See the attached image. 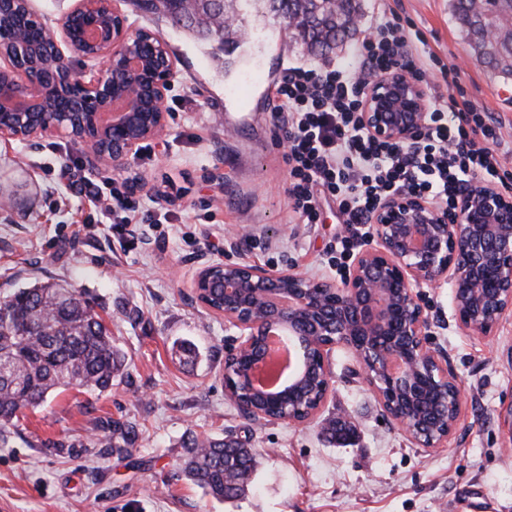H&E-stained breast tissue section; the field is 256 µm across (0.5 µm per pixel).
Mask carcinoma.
Wrapping results in <instances>:
<instances>
[{"instance_id":"carcinoma-1","label":"carcinoma","mask_w":512,"mask_h":512,"mask_svg":"<svg viewBox=\"0 0 512 512\" xmlns=\"http://www.w3.org/2000/svg\"><path fill=\"white\" fill-rule=\"evenodd\" d=\"M275 17L296 22L298 37L316 56L354 39L360 16V0H269ZM144 13L171 21L180 15L190 19L186 28L196 33L216 55L233 42L235 29L219 30L210 18L214 5L196 0H132ZM455 18L477 58L491 70L512 76V0H451ZM497 26L500 39L493 44L478 37L482 27ZM125 355L112 343L110 329L89 301L70 285L36 284L20 288L0 299V444H8L17 429L19 414L37 408L47 396L62 390L82 389L104 393L123 372ZM135 444L133 426L112 422V447L119 451ZM183 471L195 485L219 499H234L244 492L253 468L251 449L224 438L183 442Z\"/></svg>"}]
</instances>
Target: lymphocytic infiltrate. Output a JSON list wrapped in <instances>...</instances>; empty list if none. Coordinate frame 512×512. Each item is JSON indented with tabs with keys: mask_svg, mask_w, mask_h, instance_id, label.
<instances>
[{
	"mask_svg": "<svg viewBox=\"0 0 512 512\" xmlns=\"http://www.w3.org/2000/svg\"><path fill=\"white\" fill-rule=\"evenodd\" d=\"M424 43L408 20L392 12L378 20L354 64L292 66L274 86L271 116L286 139L291 209L300 223L315 224L321 202H335L348 227L342 251L369 236L370 215L388 197L421 196L449 212L466 185L512 180L498 153L501 123L466 98L455 70L443 73L446 90L435 94L413 143L380 142L368 134L361 121L367 77L399 68L427 76L434 57Z\"/></svg>",
	"mask_w": 512,
	"mask_h": 512,
	"instance_id": "1",
	"label": "lymphocytic infiltrate"
}]
</instances>
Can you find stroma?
<instances>
[{
  "label": "stroma",
  "instance_id": "1",
  "mask_svg": "<svg viewBox=\"0 0 512 512\" xmlns=\"http://www.w3.org/2000/svg\"><path fill=\"white\" fill-rule=\"evenodd\" d=\"M360 37L382 11L409 19L441 66L457 67L467 96L503 125L512 147V80L476 61L450 0H364ZM132 27L159 33L177 59L168 124L150 141L151 161L125 167L88 162L67 138L0 140V297L65 281L93 304L126 356L111 391L70 389L26 411L0 446V512H512V316L494 335L459 327L448 284L420 289L434 346L447 353L463 399L455 434L423 448L388 419L351 352L330 354L332 380L319 415L305 424L245 419L224 393V348L239 331L196 302L192 285L212 262L290 269L311 280H342L352 257L337 258L343 235L334 202L321 221L300 224L288 205V168L270 103L284 69L352 64L356 47L310 58L300 40L269 18L222 62L170 22L127 6ZM260 80H252L253 72ZM81 163L58 176L65 153ZM110 174L118 190L163 216L153 227L104 223L93 183ZM199 355L185 364L178 347ZM353 427L329 443L325 419ZM134 426L129 453L112 450V422ZM233 435L251 448L246 493L218 500L183 474L188 435Z\"/></svg>",
  "mask_w": 512,
  "mask_h": 512
}]
</instances>
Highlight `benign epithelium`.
<instances>
[{
	"label": "benign epithelium",
	"instance_id": "1",
	"mask_svg": "<svg viewBox=\"0 0 512 512\" xmlns=\"http://www.w3.org/2000/svg\"><path fill=\"white\" fill-rule=\"evenodd\" d=\"M121 3L75 0L68 22L40 46V64L29 61L28 43L0 28L1 138L67 137L121 170L164 133L176 60L163 37L128 23ZM73 57L102 68L79 80ZM363 109L370 135L410 143L426 121L425 86L406 71L376 76ZM454 207L450 218L425 198H388L370 217L377 246L356 255L341 283L250 263L204 266L195 295L221 280L224 318L240 331L224 350V377L248 361L238 384L280 405L279 420L301 424L325 402L328 356L344 347L390 420L423 448L447 443L462 414L461 392L448 357L429 342L416 289L448 283L455 319L471 333L490 336L512 313V196L477 183ZM273 334L286 337L295 369L265 391L253 373Z\"/></svg>",
	"mask_w": 512,
	"mask_h": 512
}]
</instances>
